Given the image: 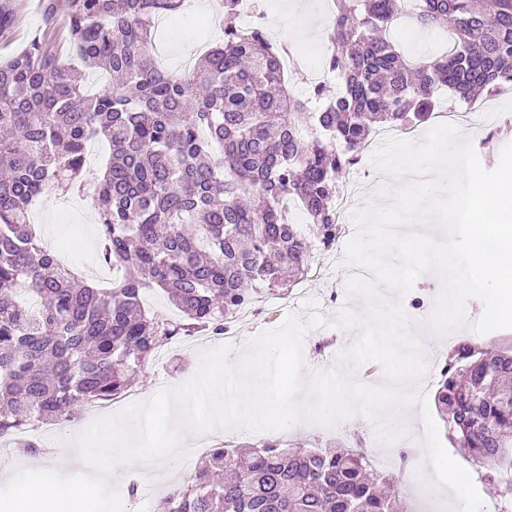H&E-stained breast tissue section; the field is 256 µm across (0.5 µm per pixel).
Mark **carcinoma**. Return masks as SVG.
I'll return each mask as SVG.
<instances>
[{
	"label": "carcinoma",
	"instance_id": "cac0c4a2",
	"mask_svg": "<svg viewBox=\"0 0 512 512\" xmlns=\"http://www.w3.org/2000/svg\"><path fill=\"white\" fill-rule=\"evenodd\" d=\"M184 0H42L63 23L69 58L43 35L0 63V437L68 422L117 399L132 373L177 336L216 335L262 296L288 294L311 270L312 241L334 247L340 179L380 128L431 118L438 94L462 102L512 92V0H414L422 29L452 23L449 49L410 58L387 36L405 0H336L326 68L309 96L285 83L264 13L245 30L222 0L224 41L175 75L153 58L154 20ZM111 82L90 94L82 70ZM111 156L94 185L110 288L83 280L43 245L29 214L44 190L84 188L89 144ZM303 208L308 239L288 206ZM181 313L164 323L144 293ZM435 405L455 444L493 464L512 508V351H448ZM369 463L334 452L227 443L211 449L160 512H405L392 478L377 491Z\"/></svg>",
	"mask_w": 512,
	"mask_h": 512
}]
</instances>
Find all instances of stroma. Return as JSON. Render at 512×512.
<instances>
[{"label":"stroma","mask_w":512,"mask_h":512,"mask_svg":"<svg viewBox=\"0 0 512 512\" xmlns=\"http://www.w3.org/2000/svg\"><path fill=\"white\" fill-rule=\"evenodd\" d=\"M15 18L13 34L7 41H0V60L8 59L21 51L27 36L44 28L40 10V0H13ZM265 13V28L270 38H277L287 31L290 15L298 9L308 14H320L322 0H261ZM221 17L212 11L198 10L176 11L163 14L155 27V54L159 66L171 73L183 72L186 64L195 63L204 52L218 43L215 31L221 27ZM471 142L485 170H494L500 159L502 147L512 142V95H501L488 100L487 119L484 128L474 131ZM372 152H365L344 178L345 187L361 184L362 189L353 203L352 211L344 212L343 241L335 250L316 254L311 271L306 279L291 287L288 295L272 296L259 303L258 314L237 322V340L233 343L232 354H242L251 339L263 331L278 326L287 315L306 319L309 315L308 302H316L319 312L327 319V326L308 330L303 340V359L305 374L318 371L343 370L341 354L355 342L357 333L337 326L336 321L343 309L349 306L362 307L363 301L351 298L347 291L348 261H337L338 252L344 251V243L350 240L357 228L352 220L353 210L368 206L372 192L383 185L382 174L372 162ZM91 194L60 196L58 191L49 190L42 194L31 208L30 222L34 224L42 241L51 248L70 250L74 260V270L79 274L97 269L99 246L95 244V225L85 220L87 212L92 211ZM467 316L471 321L478 319L483 312L481 301L472 299L466 305ZM469 325L448 334L449 342L470 341L486 349H512V328L500 329L487 334L474 331ZM224 337L178 336L171 341L168 357L145 365L139 372L135 386L137 401L151 399L163 389L173 388L180 380L193 376L200 364L202 354L212 348L223 345ZM126 404L119 398L97 408H83L76 412L75 420L67 426H58L54 435L45 439L47 454L32 455L26 449L7 445L0 449V458L13 463L15 470H32L56 467L60 448L56 441L66 432L87 427L94 419L114 413ZM415 423L413 430L417 435L410 444L411 463L407 469H400L398 447L394 442L382 439L378 434L374 420L356 414L329 426L298 424L280 431L281 439L303 441L318 448L331 443H346L351 437L359 435L365 438L364 449L376 469L392 475L402 494L410 505V512H457L460 505L456 496L448 489L428 484L432 475L424 441L425 429L421 419V406H414ZM196 460H172L159 465L153 478L152 497H137L127 501L129 512H158V506L166 492L186 481L194 468Z\"/></svg>","instance_id":"stroma-1"}]
</instances>
